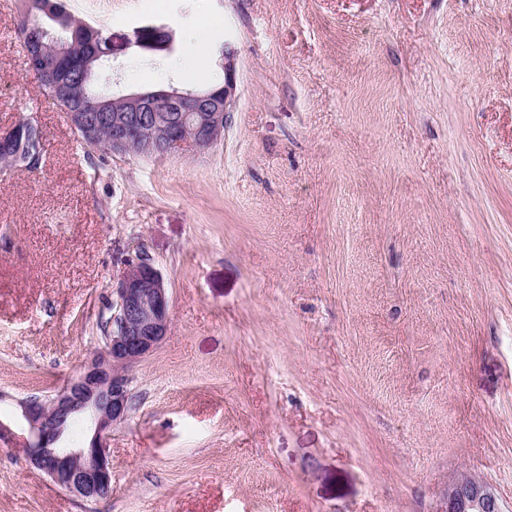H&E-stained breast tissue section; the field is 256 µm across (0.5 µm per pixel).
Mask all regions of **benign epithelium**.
Segmentation results:
<instances>
[{"mask_svg": "<svg viewBox=\"0 0 512 512\" xmlns=\"http://www.w3.org/2000/svg\"><path fill=\"white\" fill-rule=\"evenodd\" d=\"M136 45L143 49L170 50L173 43L158 29H145ZM59 45L25 41L28 71L42 83L55 84L57 96L70 105L66 115L73 129L97 140L110 128L105 150L114 155L132 153L167 156L183 150L203 153L220 139L218 132L236 103V66L233 54L221 55L223 80L205 92L173 84L158 90L112 91V111L103 103L87 102L86 82L98 67L117 68L113 44L106 56L93 57L81 76L55 82L50 65ZM42 140L37 124L22 120L0 132V158H9L16 146ZM170 328V298L161 272L151 263L131 264L112 289V333L101 348L50 397H33L20 403L32 440L26 443L31 466L57 488L95 504L112 493L109 439L112 427L124 423L132 408L131 368L152 353ZM79 423L86 431L80 445L69 439ZM444 512H502L493 486L478 476L448 484Z\"/></svg>", "mask_w": 512, "mask_h": 512, "instance_id": "1", "label": "benign epithelium"}]
</instances>
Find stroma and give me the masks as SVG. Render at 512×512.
<instances>
[{
  "label": "stroma",
  "instance_id": "1",
  "mask_svg": "<svg viewBox=\"0 0 512 512\" xmlns=\"http://www.w3.org/2000/svg\"><path fill=\"white\" fill-rule=\"evenodd\" d=\"M0 0V512H443L473 474L512 512V0H67L121 87L237 104L209 151L88 149ZM221 19L208 46L194 36ZM161 19L175 57L124 47ZM168 286L96 504L32 468L18 402L102 345L131 261ZM42 140V129L30 120H21L15 126L6 131L0 132V159L12 158L16 144L23 146L37 144Z\"/></svg>",
  "mask_w": 512,
  "mask_h": 512
}]
</instances>
